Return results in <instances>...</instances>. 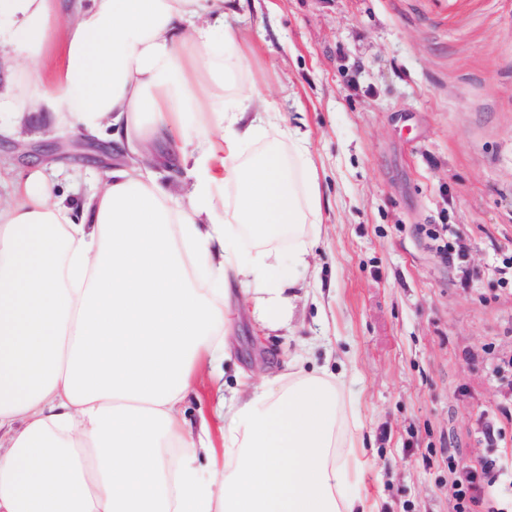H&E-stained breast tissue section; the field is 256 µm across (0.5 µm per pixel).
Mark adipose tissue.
<instances>
[{"mask_svg": "<svg viewBox=\"0 0 512 512\" xmlns=\"http://www.w3.org/2000/svg\"><path fill=\"white\" fill-rule=\"evenodd\" d=\"M244 2L0 0L14 72L0 112L15 118L0 134L20 139L43 112L53 134H102L125 153L82 207L39 169L0 204V512H371L345 491L363 460L337 454L342 375L233 390L218 483L180 415L196 369L225 352L233 288L264 327H285L320 215L305 136L245 152L280 114L241 77ZM152 146L185 167L188 200L145 164ZM238 229L287 237V256L231 247Z\"/></svg>", "mask_w": 512, "mask_h": 512, "instance_id": "adipose-tissue-1", "label": "adipose tissue"}]
</instances>
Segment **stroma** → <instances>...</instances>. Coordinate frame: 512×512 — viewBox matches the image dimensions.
I'll return each mask as SVG.
<instances>
[{"mask_svg":"<svg viewBox=\"0 0 512 512\" xmlns=\"http://www.w3.org/2000/svg\"><path fill=\"white\" fill-rule=\"evenodd\" d=\"M240 27L284 118L253 148L308 134L318 245L289 328L229 304L227 356L198 373L188 427L207 421L222 444L238 374L258 385L304 352L346 372L366 461L350 492L374 512H452L449 468L512 452L492 373L512 358V0H250ZM441 224L463 260L438 256L425 230ZM487 422L504 437L486 439Z\"/></svg>","mask_w":512,"mask_h":512,"instance_id":"1","label":"stroma"}]
</instances>
